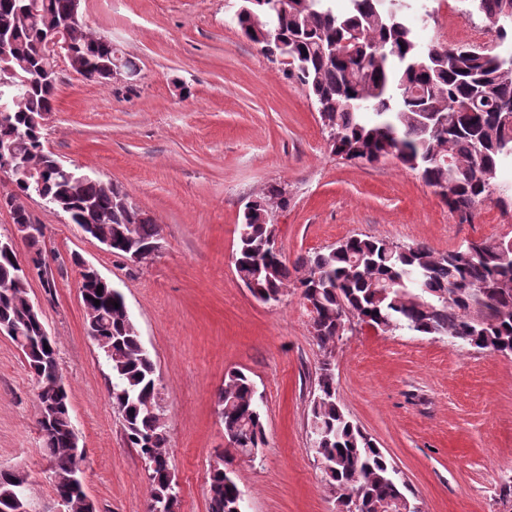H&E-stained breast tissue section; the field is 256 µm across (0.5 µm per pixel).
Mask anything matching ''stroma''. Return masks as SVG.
Wrapping results in <instances>:
<instances>
[{
    "label": "stroma",
    "instance_id": "35a3bbf8",
    "mask_svg": "<svg viewBox=\"0 0 512 512\" xmlns=\"http://www.w3.org/2000/svg\"><path fill=\"white\" fill-rule=\"evenodd\" d=\"M447 3L427 0L428 19L412 14L419 42L452 43L462 29L491 40L480 15ZM235 9V0H81L84 23L136 61L138 80L90 82L59 62L56 106L42 119L61 162L122 186L161 227L159 252L134 266L62 212L26 203L46 227L55 279L50 293L32 280L29 296L57 341L97 512H145L148 485L87 334L72 255L123 294L155 363L177 512H209V468L226 446L216 394L233 370L262 397L266 445L256 460L232 463L250 512H337L309 440L323 353L298 288L271 307L239 279L231 256L245 203L287 184L276 230L291 262L357 234L438 252L512 238V207L496 199L462 224L396 159L369 165L331 153L315 105L232 24ZM331 362L340 403L393 459L421 512H512L499 500L512 476V356L362 325L337 342ZM37 392L21 351L0 335V469L24 467L33 512H57Z\"/></svg>",
    "mask_w": 512,
    "mask_h": 512
}]
</instances>
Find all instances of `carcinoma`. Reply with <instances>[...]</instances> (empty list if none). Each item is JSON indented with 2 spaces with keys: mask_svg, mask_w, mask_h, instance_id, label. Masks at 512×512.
Returning <instances> with one entry per match:
<instances>
[{
  "mask_svg": "<svg viewBox=\"0 0 512 512\" xmlns=\"http://www.w3.org/2000/svg\"><path fill=\"white\" fill-rule=\"evenodd\" d=\"M335 0H291L287 13L253 28L255 10L236 15L237 25L270 56L287 60L291 75L323 108L336 131L328 143L341 158L378 164L393 157L420 174L433 188L447 187L446 204L455 213L474 214L497 189L500 170L512 167V122L500 108L512 103V50L466 45L452 52L421 44L409 14L416 0H348L338 12ZM468 16L480 13L499 43L512 42V0H467ZM29 0H0V19L9 21L13 49L0 57V141L41 175L38 187L17 182L10 198L42 195L70 224L96 225L112 234L110 252L125 256L129 240L115 229L132 225L136 245L158 241L159 225L119 185L62 169L44 144L39 119L52 111L57 86L37 80L44 59L38 45L55 24L69 16L71 0H40L31 14ZM86 67L85 79L105 82L119 50L82 27L68 46ZM260 212L243 213L233 253L239 279L253 296L279 299L296 282L310 307L312 336L324 355L359 324L384 333L409 331L446 336L476 350L512 354V240H471L436 252L423 244H400L367 235L350 236L314 251L288 267L267 240L275 227L263 216L288 209L286 187L267 186ZM45 233L22 238L37 276L47 267L41 242ZM9 242L0 239V324L21 327L19 349L38 385V400L52 417L40 425L55 496L71 512H96L83 488L71 483L80 464L66 388L49 386L56 358L53 337H44L43 314L29 307V282L18 269ZM102 290H97V287ZM83 298L87 320L98 324L93 337L109 369L108 393L122 419L127 446L147 466L149 499L177 494L171 471L168 431L159 404V379L123 295L108 282L90 281ZM100 301L95 305L94 301ZM119 307H114V304ZM260 397L252 379L232 371L217 395L226 452L255 458L265 446ZM311 448L339 512H420L376 441L345 413L336 395L329 360L321 362L310 401ZM224 452V453H226ZM215 455L209 469L210 512H236L241 490L233 471ZM12 474L0 471V512H16Z\"/></svg>",
  "mask_w": 512,
  "mask_h": 512,
  "instance_id": "carcinoma-1",
  "label": "carcinoma"
}]
</instances>
